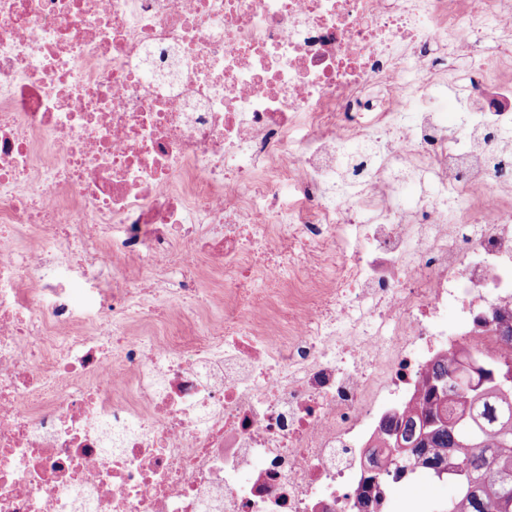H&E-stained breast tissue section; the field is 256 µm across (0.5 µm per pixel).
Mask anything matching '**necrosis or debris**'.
<instances>
[{"label": "necrosis or debris", "mask_w": 512, "mask_h": 512, "mask_svg": "<svg viewBox=\"0 0 512 512\" xmlns=\"http://www.w3.org/2000/svg\"><path fill=\"white\" fill-rule=\"evenodd\" d=\"M0 224V512H362L416 350L502 351L512 0H0ZM201 279L203 283V287L207 288L215 297V301L212 305L206 310L198 311L194 315V323H185L180 321L175 316H169L170 320V331L172 336H178L179 341L181 343H187L192 338H194L195 334L199 331L202 323L210 317L217 316L224 311V283L221 279L207 271L204 270L201 273ZM167 319V320H168Z\"/></svg>", "instance_id": "necrosis-or-debris-1"}]
</instances>
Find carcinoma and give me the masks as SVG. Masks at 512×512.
Instances as JSON below:
<instances>
[{"label": "carcinoma", "instance_id": "cac0c4a2", "mask_svg": "<svg viewBox=\"0 0 512 512\" xmlns=\"http://www.w3.org/2000/svg\"><path fill=\"white\" fill-rule=\"evenodd\" d=\"M512 362L460 349L438 356L429 367L428 402L419 416L384 419L392 465L383 484H396L418 464L455 483V473L470 476L472 486L456 489L442 512H512V382L490 379Z\"/></svg>", "mask_w": 512, "mask_h": 512}]
</instances>
